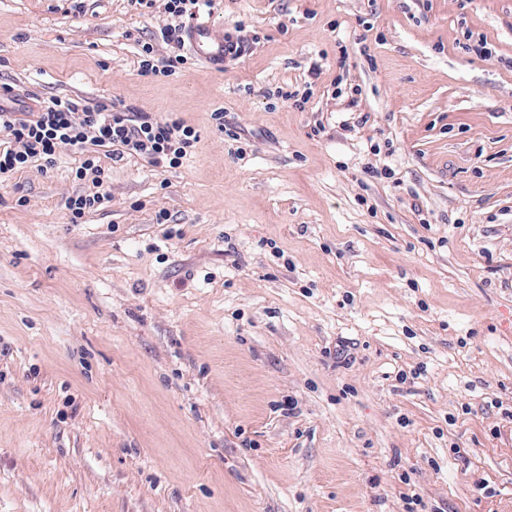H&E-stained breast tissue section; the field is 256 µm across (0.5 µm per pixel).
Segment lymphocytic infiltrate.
Masks as SVG:
<instances>
[{
	"label": "lymphocytic infiltrate",
	"mask_w": 512,
	"mask_h": 512,
	"mask_svg": "<svg viewBox=\"0 0 512 512\" xmlns=\"http://www.w3.org/2000/svg\"><path fill=\"white\" fill-rule=\"evenodd\" d=\"M211 3L212 0H167V19L160 35L173 53L158 62L152 45H143L141 75L165 76L184 63L181 34L186 22L196 18L201 6ZM197 141L194 128L180 119H160L116 105L91 107L76 100L55 98L29 112L0 106L1 177L25 170L36 160L53 166L65 149L83 151L74 176L91 181L94 190L68 200L67 208L75 223L108 198L102 190L107 176L92 154V147L111 148L113 158L118 160L139 157L155 167L175 168L191 155Z\"/></svg>",
	"instance_id": "lymphocytic-infiltrate-1"
}]
</instances>
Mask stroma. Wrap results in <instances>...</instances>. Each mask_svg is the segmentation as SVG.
<instances>
[{
  "instance_id": "1",
  "label": "stroma",
  "mask_w": 512,
  "mask_h": 512,
  "mask_svg": "<svg viewBox=\"0 0 512 512\" xmlns=\"http://www.w3.org/2000/svg\"><path fill=\"white\" fill-rule=\"evenodd\" d=\"M164 5L0 0L1 87L199 135L78 224L80 154L0 178V512H512V0H216L143 76ZM190 50L210 72L220 73L224 63L230 58L228 37H233L224 30V25L213 21L192 23L186 30Z\"/></svg>"
}]
</instances>
